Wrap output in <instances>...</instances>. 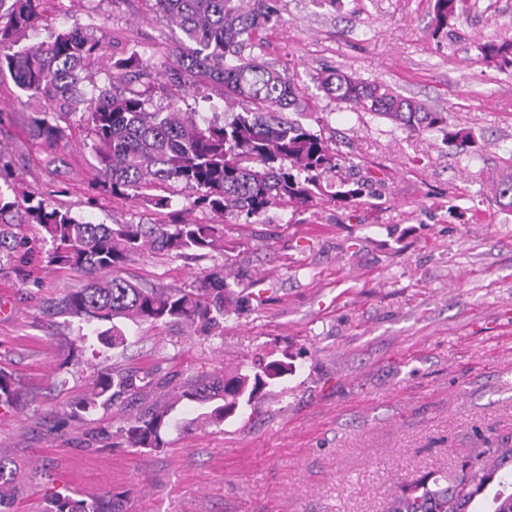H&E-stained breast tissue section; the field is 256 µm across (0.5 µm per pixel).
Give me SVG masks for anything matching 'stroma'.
Returning <instances> with one entry per match:
<instances>
[{"mask_svg": "<svg viewBox=\"0 0 512 512\" xmlns=\"http://www.w3.org/2000/svg\"><path fill=\"white\" fill-rule=\"evenodd\" d=\"M153 0H45L40 23L81 29L102 43L84 86L108 84L113 55L172 44L152 23ZM259 31L261 61L293 74L347 162L326 184L357 183L355 201L321 200L296 214L259 217L199 211L236 243L226 265L260 280L267 298L230 314L224 333L181 325L128 326L135 366L182 381L235 369L245 356L287 357L293 370L256 410L220 426L181 430L196 412L177 407L156 451L100 449L91 433L139 411L59 425L117 359L67 361L76 324L49 314L81 277L47 270L40 287L0 279V368L34 395L0 408V452L50 470L57 490L82 499L123 495L124 512H386L395 479L452 471L459 457L512 438V209L495 190L512 172V70L488 63L482 45L512 35V0H464L465 16L434 34L433 0H277ZM339 70L380 79L471 129L476 152L442 133L410 134L351 112L319 90ZM23 96L0 77V152L19 193L36 192L96 223L149 218V208L92 197L97 171L85 127L67 129L54 165L33 136ZM143 285L179 286L194 266L152 254L124 269Z\"/></svg>", "mask_w": 512, "mask_h": 512, "instance_id": "stroma-1", "label": "stroma"}]
</instances>
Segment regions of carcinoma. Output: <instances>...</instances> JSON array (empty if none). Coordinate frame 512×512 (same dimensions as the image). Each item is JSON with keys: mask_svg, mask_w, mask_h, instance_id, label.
I'll return each instance as SVG.
<instances>
[{"mask_svg": "<svg viewBox=\"0 0 512 512\" xmlns=\"http://www.w3.org/2000/svg\"><path fill=\"white\" fill-rule=\"evenodd\" d=\"M43 2L0 0V11L8 13V25H0V76L9 74L25 93L33 132L49 149L58 147L65 127L88 129L96 194L135 206L149 203L159 218L151 224H95L33 194L19 197L5 179L0 183V273L26 287L38 286L44 267L80 274L84 282L50 310L94 327L105 348L126 347V322L183 323L203 336L223 335L224 318L256 297L244 284L245 274L205 267L181 286L149 288L126 279L124 267L146 252L171 261L224 253L220 225L185 220L189 209L250 217L284 203L305 209L322 197L347 201L358 194L344 181L323 186L322 173L336 168L332 141L288 113L306 107L294 78L254 55L256 33L274 14L272 0H155L157 20L178 29L181 39L161 59L144 50L112 59L109 84L91 94L84 90V71L98 58L100 42L76 30L40 36ZM461 3L434 0V32L459 18ZM30 31L36 42L18 47V35ZM482 53L499 68L512 69V36L484 43ZM165 77L194 94L201 93L204 77L222 86L224 99L245 109L229 118L215 112L200 121L175 100L157 106L154 93ZM318 86L344 108L386 118L401 130L439 131L448 145L463 150L476 143L472 132L450 127L445 113L381 81L334 71L320 75ZM289 371L288 354L274 360L258 354L221 376L173 385L153 372L115 365L98 374L93 391L75 402L71 417L141 400L144 408L124 418L115 432L101 428L93 438L105 442L114 436L127 448L157 450L177 406L201 408L198 419L220 426L261 401ZM25 404L13 375L0 369V407ZM41 475V470L25 472L0 453V512H9L23 485ZM396 488L388 512H512V447L504 442L460 459L449 473L403 478ZM48 502L46 512H120L121 499L57 493Z\"/></svg>", "mask_w": 512, "mask_h": 512, "instance_id": "1", "label": "carcinoma"}]
</instances>
